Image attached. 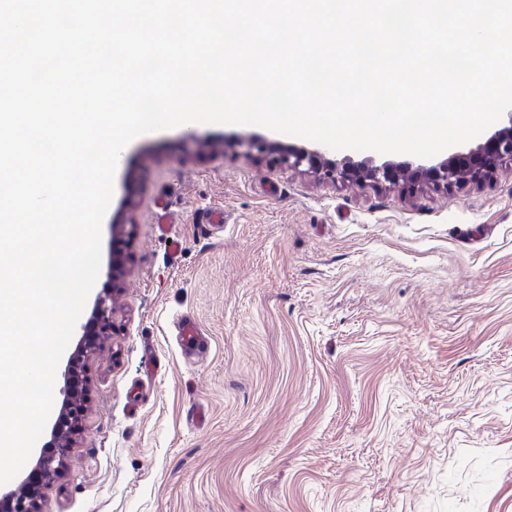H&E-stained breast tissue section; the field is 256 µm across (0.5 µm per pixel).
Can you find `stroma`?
<instances>
[{
  "instance_id": "1",
  "label": "stroma",
  "mask_w": 512,
  "mask_h": 512,
  "mask_svg": "<svg viewBox=\"0 0 512 512\" xmlns=\"http://www.w3.org/2000/svg\"><path fill=\"white\" fill-rule=\"evenodd\" d=\"M245 139L317 147L204 123L126 146L93 288L115 330L40 512H512V164L334 184ZM177 336L181 345L190 352L200 350L205 343L204 333L197 322L186 316L176 326Z\"/></svg>"
}]
</instances>
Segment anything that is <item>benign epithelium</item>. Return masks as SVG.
<instances>
[{
  "instance_id": "benign-epithelium-1",
  "label": "benign epithelium",
  "mask_w": 512,
  "mask_h": 512,
  "mask_svg": "<svg viewBox=\"0 0 512 512\" xmlns=\"http://www.w3.org/2000/svg\"><path fill=\"white\" fill-rule=\"evenodd\" d=\"M241 147L245 154H264L283 168L298 169L305 165L307 171L333 183L368 180L376 185L391 184L397 182L401 174L410 172L420 182L448 189L467 182L481 183L491 178L499 163L512 162V113L509 114L508 125L496 131L483 145L468 152L452 153L437 163L425 159L399 167L392 163L379 166L356 164L350 160L332 163L320 152L302 148L281 146L271 149L259 141L251 140L241 143ZM111 297L110 291L97 297L93 320L82 327L78 347L65 372L63 400L54 425L52 443L39 454L33 466V471L43 476L45 486L63 475L64 460L68 456L72 437L81 430L88 399L81 362L106 337L112 335V307L108 304ZM0 512H38V504L36 498L26 491H10L0 495Z\"/></svg>"
}]
</instances>
